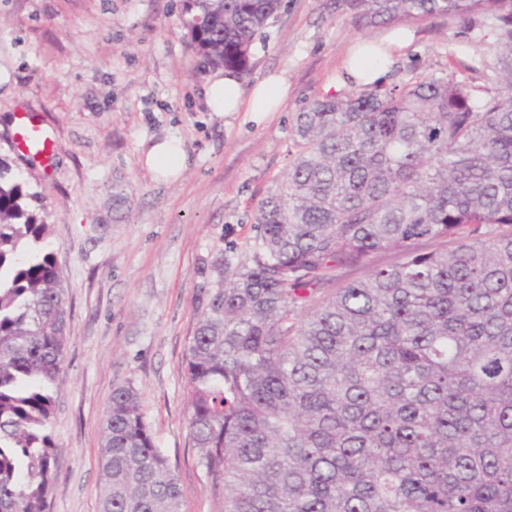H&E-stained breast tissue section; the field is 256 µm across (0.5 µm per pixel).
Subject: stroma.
Instances as JSON below:
<instances>
[{"instance_id": "obj_1", "label": "stroma", "mask_w": 512, "mask_h": 512, "mask_svg": "<svg viewBox=\"0 0 512 512\" xmlns=\"http://www.w3.org/2000/svg\"><path fill=\"white\" fill-rule=\"evenodd\" d=\"M179 0H0V155L48 214L69 319L50 423L56 479L47 512H98L101 428L114 388L133 386L156 445L184 490L181 512H218L197 464L185 400L199 300L225 244L249 256L258 203L294 157V117L343 91L350 49L405 35L389 82L478 63L494 40L481 18H433L358 33L334 0H286L258 37L242 92L281 77L288 97L262 121L206 103V76L179 22ZM30 113L50 132L48 165L10 149ZM179 140L177 174L151 173V146Z\"/></svg>"}]
</instances>
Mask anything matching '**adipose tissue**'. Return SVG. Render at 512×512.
<instances>
[{"label": "adipose tissue", "instance_id": "adipose-tissue-1", "mask_svg": "<svg viewBox=\"0 0 512 512\" xmlns=\"http://www.w3.org/2000/svg\"><path fill=\"white\" fill-rule=\"evenodd\" d=\"M390 50L374 49L365 51L357 48L350 56L346 75L358 85L383 83L388 71ZM287 95L282 79L276 78L258 84L250 97H243L240 83L234 74L227 73L215 78L208 87V106L214 112H250L256 118L276 111Z\"/></svg>", "mask_w": 512, "mask_h": 512}]
</instances>
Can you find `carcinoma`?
<instances>
[{
  "label": "carcinoma",
  "mask_w": 512,
  "mask_h": 512,
  "mask_svg": "<svg viewBox=\"0 0 512 512\" xmlns=\"http://www.w3.org/2000/svg\"><path fill=\"white\" fill-rule=\"evenodd\" d=\"M355 30L480 15L484 83L328 93L212 265L185 400L217 512H512V0H336ZM284 0H180L199 72L250 70ZM40 200L0 157V512H46L66 310ZM422 239L452 242L423 251ZM397 249L401 259L373 265ZM363 276L327 292L336 270ZM100 512H181L131 386L112 391Z\"/></svg>",
  "instance_id": "1"
}]
</instances>
